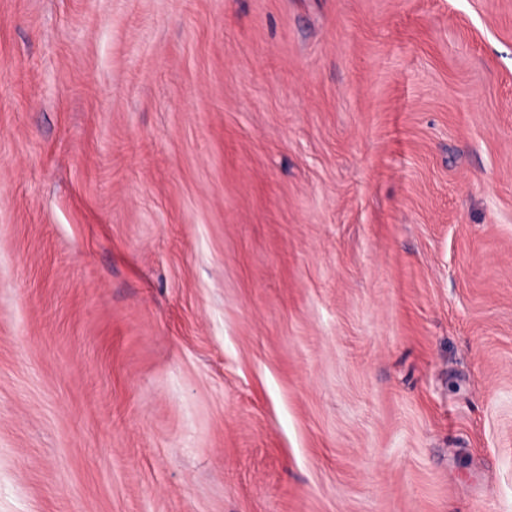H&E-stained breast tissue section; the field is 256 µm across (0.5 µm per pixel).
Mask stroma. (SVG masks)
I'll list each match as a JSON object with an SVG mask.
<instances>
[{"label":"stroma","instance_id":"35a3bbf8","mask_svg":"<svg viewBox=\"0 0 512 512\" xmlns=\"http://www.w3.org/2000/svg\"><path fill=\"white\" fill-rule=\"evenodd\" d=\"M0 512H512V0H0Z\"/></svg>","mask_w":512,"mask_h":512}]
</instances>
